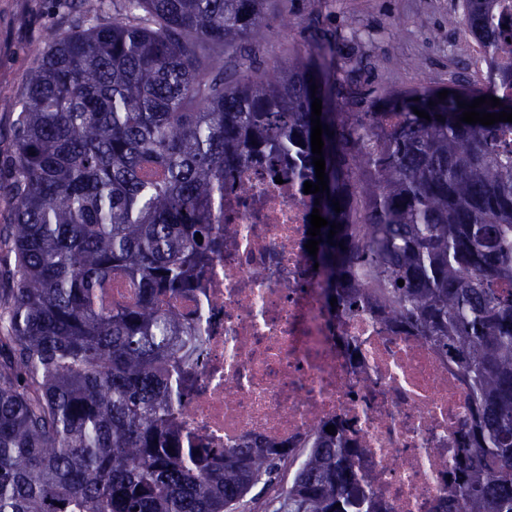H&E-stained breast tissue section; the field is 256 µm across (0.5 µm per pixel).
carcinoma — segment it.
Returning a JSON list of instances; mask_svg holds the SVG:
<instances>
[{"instance_id": "carcinoma-1", "label": "carcinoma", "mask_w": 512, "mask_h": 512, "mask_svg": "<svg viewBox=\"0 0 512 512\" xmlns=\"http://www.w3.org/2000/svg\"><path fill=\"white\" fill-rule=\"evenodd\" d=\"M276 2L75 0L77 29L24 88L0 229V512H245L295 460L258 439L180 443L177 368L198 338L156 300L215 248L224 174L267 159L317 182L311 106L334 94L348 109H322L329 190L312 195L340 225L331 243L321 228L315 258L329 297L350 310L374 291L467 377L470 451L435 512H512V123L467 124L458 107L512 104L498 0H462L486 77L443 100L340 80L329 39L252 77ZM115 276L139 285L136 302L107 303ZM333 425L272 512H382Z\"/></svg>"}]
</instances>
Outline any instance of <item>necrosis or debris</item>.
<instances>
[{
    "instance_id": "necrosis-or-debris-1",
    "label": "necrosis or debris",
    "mask_w": 512,
    "mask_h": 512,
    "mask_svg": "<svg viewBox=\"0 0 512 512\" xmlns=\"http://www.w3.org/2000/svg\"><path fill=\"white\" fill-rule=\"evenodd\" d=\"M310 213L298 180L266 161L225 180L224 247L171 302L200 337L173 418L183 441L213 449H298L340 420L385 512H432L466 447L467 380L376 296L356 311L327 303Z\"/></svg>"
}]
</instances>
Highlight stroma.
Segmentation results:
<instances>
[{
  "mask_svg": "<svg viewBox=\"0 0 512 512\" xmlns=\"http://www.w3.org/2000/svg\"><path fill=\"white\" fill-rule=\"evenodd\" d=\"M460 0H280L262 33L256 66L287 64L335 37L364 87L396 92L478 81L479 49L456 24ZM70 0H0V227L12 223V177L19 95L52 42L74 24Z\"/></svg>",
  "mask_w": 512,
  "mask_h": 512,
  "instance_id": "1",
  "label": "stroma"
}]
</instances>
